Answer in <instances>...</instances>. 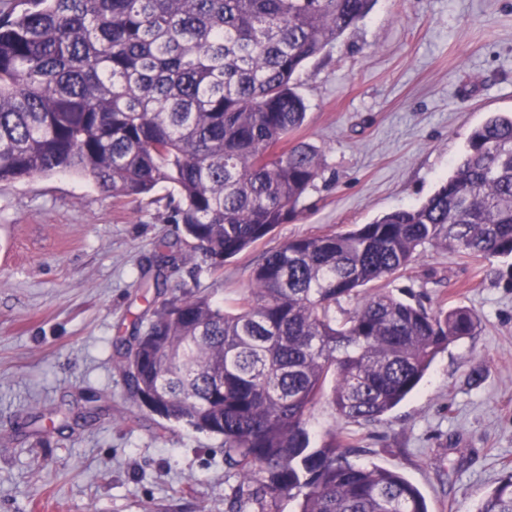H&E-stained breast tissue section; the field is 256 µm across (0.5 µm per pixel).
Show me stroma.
Returning a JSON list of instances; mask_svg holds the SVG:
<instances>
[{
  "mask_svg": "<svg viewBox=\"0 0 512 512\" xmlns=\"http://www.w3.org/2000/svg\"><path fill=\"white\" fill-rule=\"evenodd\" d=\"M297 91L307 116L293 138L321 150L323 174L294 219L215 273L167 223V190L132 203L72 172L0 183V512H227L239 480L221 437L161 426L113 360L117 326L146 308L141 267L175 243L185 259L168 287L229 302L287 240L423 202L470 132L512 112V0H376ZM511 276L510 259L428 246L383 283L477 319L394 410L344 426L356 463L401 473L429 512H474L512 471ZM91 391L102 410L86 419Z\"/></svg>",
  "mask_w": 512,
  "mask_h": 512,
  "instance_id": "obj_1",
  "label": "stroma"
}]
</instances>
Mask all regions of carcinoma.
<instances>
[{"mask_svg": "<svg viewBox=\"0 0 512 512\" xmlns=\"http://www.w3.org/2000/svg\"><path fill=\"white\" fill-rule=\"evenodd\" d=\"M374 0H11L0 3V182L80 173L114 198L177 190L168 220L218 271L296 216L320 150L288 135L306 117L295 77L364 19ZM430 245L472 260L512 255V114L470 133L426 201L342 233L268 252L230 306L170 289L159 244L143 329L115 339L137 394L161 419L223 439L240 479L230 512H428L403 475L352 460L311 410L370 423L471 334L464 307L436 311L381 287ZM356 301L351 310L341 303ZM474 512H512V472Z\"/></svg>", "mask_w": 512, "mask_h": 512, "instance_id": "1", "label": "carcinoma"}]
</instances>
